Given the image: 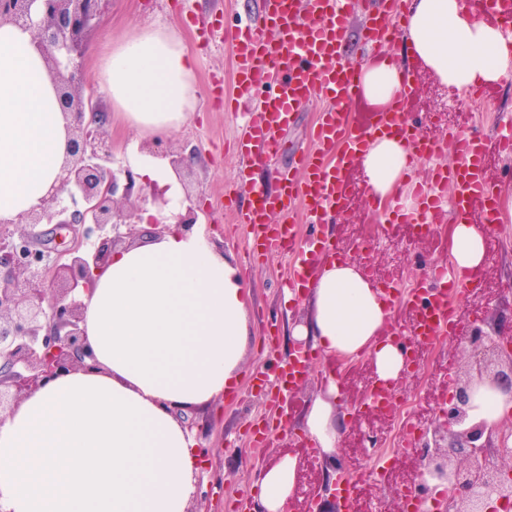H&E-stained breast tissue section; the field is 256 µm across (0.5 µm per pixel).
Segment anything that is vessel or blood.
I'll return each mask as SVG.
<instances>
[{
	"label": "vessel or blood",
	"instance_id": "obj_1",
	"mask_svg": "<svg viewBox=\"0 0 512 512\" xmlns=\"http://www.w3.org/2000/svg\"><path fill=\"white\" fill-rule=\"evenodd\" d=\"M362 2L364 24L358 38L361 51L372 52L388 39L400 38L409 23L404 0H259L246 28L228 38L227 47L237 64V93L225 97L228 109L246 107L245 130L237 142L241 156H273L280 148L279 130L287 127L312 98L323 100L313 132V148L297 168L303 180L292 173L281 174L279 188L269 192L264 185L250 183L245 193L228 206L237 224L251 229V260L274 253L293 256V279H300L309 264L297 236L294 209H301L306 223H334L347 209L355 186L353 175L359 154L378 135L398 133L406 139L415 157H452L453 165L437 166L438 185H453V206L458 219L493 226L496 179L488 174L492 154L512 152V143L489 140L477 131L426 136L411 118L418 98L420 67L404 63L397 69L399 89L394 108L371 105L364 97L357 63L351 61L346 34L354 2ZM480 15L489 23L512 25V0H479ZM437 198L424 185L415 188V207L406 215L419 225L422 237L439 232L430 216ZM427 292L412 289L402 298L399 282L388 288L389 299H402L410 321L412 338H427L436 345L457 335L458 310L471 293L482 291L484 273L442 285V271H429ZM310 373L309 360H295L280 368L279 381L289 387L302 384Z\"/></svg>",
	"mask_w": 512,
	"mask_h": 512
}]
</instances>
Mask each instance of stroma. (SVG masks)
<instances>
[{
	"mask_svg": "<svg viewBox=\"0 0 512 512\" xmlns=\"http://www.w3.org/2000/svg\"><path fill=\"white\" fill-rule=\"evenodd\" d=\"M253 0H104L99 23L87 34L83 65L91 88L97 89L104 119L101 125L112 145L117 161H124L128 145L138 140V133L115 115L112 100L106 90L100 89L96 75L100 66L97 45L118 41L129 32L141 28L175 30L196 59L194 112L181 130L170 139L172 149L188 145L198 151L192 167L181 173V184L198 208L201 217L216 243L224 253L233 255L241 275L252 295L249 311L251 342L241 368L242 378L238 395L220 398L205 411L194 414L193 432L199 447L209 455L200 465L198 477L201 512H245L254 497L255 477L259 470L274 464L282 456L290 455L297 461V482L291 499V512H303L305 500L324 487L332 470L324 462L307 463L303 451L289 445L291 435L300 430L299 419L308 404L320 393L322 367L313 364L309 380L300 386L288 412L289 431L273 433L267 447L255 448L248 437V422L258 419L277 421V405L266 391L253 389L251 375L258 370H274L288 362L293 354L292 329L305 311L304 298L285 300L282 282L289 276L285 257L276 255L268 261L249 264L246 249L250 240L247 225L233 223L224 209L226 198L239 182L240 173L259 180L268 189H275L278 172L287 170L296 154L307 145V133L316 118L314 107L296 113L293 122L280 131V152L275 162L258 158L249 170H242L239 158L229 149L241 129V118L224 111L211 97L212 75L222 76L232 83L234 61L224 44L216 43L203 49L199 46L200 33L209 28L213 19H223L225 26L235 27L245 20ZM446 88L431 71H423L417 101L416 121L427 135H440L444 126L429 124L427 114L438 107ZM495 99L490 111L477 110L465 118L463 125L495 136L500 131L503 117L512 116V82L496 85ZM366 202L354 197L330 232L341 245H351L366 237L369 224L379 226L380 245L371 253L372 265L380 273H387L406 283L425 279L432 264H444L450 259L449 246L431 248L426 242L415 241L406 251L393 253L384 246L389 237H403L405 224L387 220L385 213L373 215L365 211ZM488 255L483 267L490 272L494 301L486 303L483 294L476 293L469 303L478 310L480 318L492 323L500 335L512 337V223L495 225L485 241ZM462 317L463 325H470L471 315ZM456 340L450 339L436 346L433 354L421 361L420 370L399 380L400 399L414 395H430L442 382L439 368L448 360L458 359ZM356 372L341 379L339 394V439L336 461L343 469L356 470L365 480L364 497L378 512H403L404 483L398 480L401 472H414L419 455L403 448L391 449L387 456H379L368 448L370 440H384L391 427L382 418L367 416L359 411L366 393V376L362 370L366 361H358Z\"/></svg>",
	"mask_w": 512,
	"mask_h": 512,
	"instance_id": "obj_1",
	"label": "stroma"
}]
</instances>
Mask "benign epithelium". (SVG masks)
Listing matches in <instances>:
<instances>
[{
	"label": "benign epithelium",
	"mask_w": 512,
	"mask_h": 512,
	"mask_svg": "<svg viewBox=\"0 0 512 512\" xmlns=\"http://www.w3.org/2000/svg\"><path fill=\"white\" fill-rule=\"evenodd\" d=\"M103 0H0V25L30 31L45 59L59 106L69 119V151L59 186L44 204L20 215L15 229H0V419L11 413L47 380L96 363L80 328V296L90 290L98 271L112 260L119 245L137 239L138 225L150 204H168L165 191L146 189L127 164L116 163L100 123L85 121L91 88L82 64L85 34L100 19ZM178 173L191 167L195 152L170 150L162 142L142 145ZM81 208L62 205V196ZM178 227L198 223L194 204L173 213ZM23 224H51L41 248L21 229ZM91 224L97 245L83 248L78 226ZM69 246L57 252L65 259L54 269L39 267L44 251L60 231ZM496 330L481 321L458 347L464 359L450 377L451 395L440 404L437 426L422 445L416 470L423 512H491L494 503L512 500V481L504 462L512 459L504 423L472 415L480 386L512 393V354L503 352Z\"/></svg>",
	"instance_id": "benign-epithelium-1"
}]
</instances>
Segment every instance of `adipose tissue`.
Listing matches in <instances>:
<instances>
[{"label":"adipose tissue","instance_id":"obj_1","mask_svg":"<svg viewBox=\"0 0 512 512\" xmlns=\"http://www.w3.org/2000/svg\"><path fill=\"white\" fill-rule=\"evenodd\" d=\"M403 40L444 85L488 86L512 69V37L471 13L463 0H409ZM195 59L172 30L142 28L104 45L99 78L131 128L169 139L195 99ZM365 97L382 108L398 91L395 65L363 63ZM67 120L29 31L0 26V221H12L48 197L67 156ZM145 182L168 186L169 211L183 206L167 160L128 148ZM361 165L377 200L406 179L413 157L394 134L370 140ZM457 271L480 268L485 236L454 224ZM296 339L329 357L368 354L383 380L399 379L403 356L382 340L391 311L352 262L329 260L308 280ZM251 292L231 256L217 250L206 225L145 235L120 247L91 292L81 327L98 368L57 376L0 419V512H187L197 482V443L182 415L206 409L238 383L250 345ZM340 387L324 391L301 416L325 462L339 432ZM296 482L283 457L257 474L252 512H282Z\"/></svg>","mask_w":512,"mask_h":512}]
</instances>
